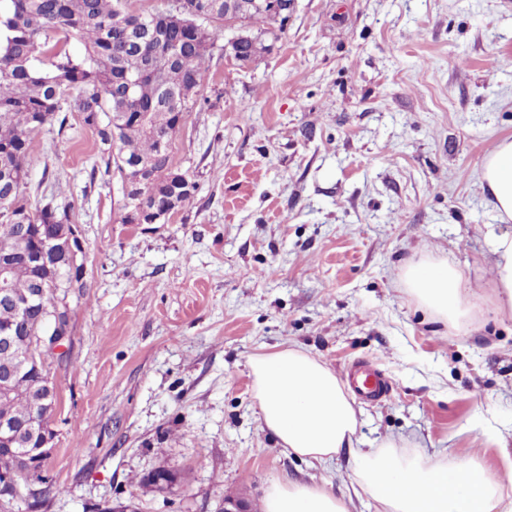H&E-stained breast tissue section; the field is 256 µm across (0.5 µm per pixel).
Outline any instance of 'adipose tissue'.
Instances as JSON below:
<instances>
[{
  "label": "adipose tissue",
  "mask_w": 512,
  "mask_h": 512,
  "mask_svg": "<svg viewBox=\"0 0 512 512\" xmlns=\"http://www.w3.org/2000/svg\"><path fill=\"white\" fill-rule=\"evenodd\" d=\"M481 183L501 223L512 222V139L501 140L486 157ZM407 288L441 320L466 314V293L457 270L420 262L404 273ZM261 420L285 451L316 461L332 459L350 445L357 429L356 411L336 377L301 349L259 354L250 361ZM355 482L380 502L383 512H495L502 502L499 479L478 463L405 458L388 449L362 451L352 462ZM265 512H348L326 488L273 483Z\"/></svg>",
  "instance_id": "ef3b65f1"
}]
</instances>
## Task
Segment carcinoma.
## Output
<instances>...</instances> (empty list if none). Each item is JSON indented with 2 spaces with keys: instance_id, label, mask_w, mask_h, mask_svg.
Wrapping results in <instances>:
<instances>
[{
  "instance_id": "carcinoma-1",
  "label": "carcinoma",
  "mask_w": 512,
  "mask_h": 512,
  "mask_svg": "<svg viewBox=\"0 0 512 512\" xmlns=\"http://www.w3.org/2000/svg\"><path fill=\"white\" fill-rule=\"evenodd\" d=\"M210 20L200 27L190 17L175 18L167 9L149 13L127 10L125 0H0V255L13 256L6 274L18 294L45 284L36 308L19 312L0 302V331L25 327L30 336L45 330L47 314L66 304L73 288L83 287V270L40 268L28 256L38 250L55 224L74 223L75 211L65 187L31 204L27 195L33 134L46 126L63 131L67 113L76 112L98 138L105 172L125 179L132 161L150 167L151 186L131 204L151 209L158 194L177 178L191 181L172 164L170 145L184 114L193 110L204 74L214 54L224 52V0H212ZM252 50L244 65L270 50L265 36L279 39L283 20L255 7L247 19ZM77 39L83 52L74 55L50 42L51 34ZM147 112L153 132L135 123L131 113ZM29 224L27 238H15L5 223ZM25 351L0 350V372L17 369ZM32 375L19 373L22 396L0 398V417H30L36 405ZM178 482V474L161 467L144 483L159 490Z\"/></svg>"
}]
</instances>
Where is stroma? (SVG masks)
<instances>
[{
    "mask_svg": "<svg viewBox=\"0 0 512 512\" xmlns=\"http://www.w3.org/2000/svg\"><path fill=\"white\" fill-rule=\"evenodd\" d=\"M512 137V0H294L284 35L246 66L217 57L171 145L196 182L165 224L121 221L117 176L77 113L33 139L31 200L63 182L85 247L39 505L0 512H265L276 482L323 486L348 512L351 453L512 468V309L493 283L482 187ZM475 291L443 323L408 264ZM298 346L335 374L375 363L392 392L355 401L351 448L285 453L264 429L249 361ZM160 467L182 480L145 485Z\"/></svg>",
    "mask_w": 512,
    "mask_h": 512,
    "instance_id": "1",
    "label": "stroma"
}]
</instances>
